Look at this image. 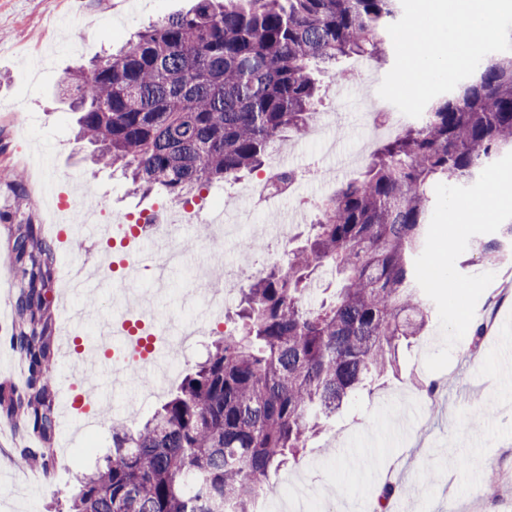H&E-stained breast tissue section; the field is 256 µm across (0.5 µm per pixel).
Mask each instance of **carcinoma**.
<instances>
[{
  "label": "carcinoma",
  "mask_w": 512,
  "mask_h": 512,
  "mask_svg": "<svg viewBox=\"0 0 512 512\" xmlns=\"http://www.w3.org/2000/svg\"><path fill=\"white\" fill-rule=\"evenodd\" d=\"M399 0H196L117 51L70 72L78 139L136 191L183 204L214 182L260 170L283 134L306 131L320 99L314 66L375 55ZM512 149V53L456 90L372 156L365 172L319 205L312 234L250 276L239 321L136 432L112 433L106 464L86 474L68 512H252L265 483L358 390L398 371L399 350L427 318L415 259L435 184L476 177ZM489 263L512 256V224L480 240ZM21 271L13 342L24 391L0 384V414L21 418L51 462L54 319L45 297L55 249L37 216L11 248ZM328 268L334 299L309 286ZM382 486L379 507L407 496Z\"/></svg>",
  "instance_id": "1"
}]
</instances>
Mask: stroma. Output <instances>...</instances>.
Listing matches in <instances>:
<instances>
[{
  "label": "stroma",
  "instance_id": "35a3bbf8",
  "mask_svg": "<svg viewBox=\"0 0 512 512\" xmlns=\"http://www.w3.org/2000/svg\"><path fill=\"white\" fill-rule=\"evenodd\" d=\"M192 5L193 0H85L83 10L75 13L68 0H0V323L5 326L0 347L7 349L0 354V381L9 378L10 358L18 353L11 342L18 279L10 265V248L28 208L39 207L45 181L66 193L72 208L106 210L116 224L131 213L177 209L161 194L132 192L120 172L97 161L93 145L76 141V115L69 108V97L61 92L64 78L79 62L119 47L139 29ZM82 27L92 30L93 37L78 45L72 35ZM394 60L390 49L367 67L355 59L344 61L343 77H336L330 68L321 73L323 92L315 121L324 125V136L289 133L271 150L282 163L303 172L292 197L270 206L239 196L238 183L210 186V201L223 202L246 218L237 237L226 239L222 248L224 263L234 273L251 275L279 253L278 234L272 231L263 238L264 251L249 257L241 254L239 241L250 236L253 226L271 225L279 215L302 209L304 222L289 227L292 243H299L311 232L316 201L361 175L385 137L366 139L363 124L344 116L338 86L346 84L360 101L375 95ZM313 165L319 175H307ZM16 171L23 172L22 182L14 181ZM176 243L184 248L186 262L170 271L165 286L156 285L151 269L134 282L135 288L150 292L157 321L178 328L190 318L201 326L187 348L172 358L169 382L160 389L144 378L106 387L108 406L97 423H85L77 415L58 424L54 463L43 481L18 464L26 451L38 446L34 433L18 423L13 433L0 435V512H54L75 491L79 477L111 452L113 426L145 420L168 399L185 371L206 358L214 339L207 310L190 305L187 297L216 284V277L200 285L192 276L196 264L209 263L211 250L204 230L196 225ZM54 248V270L47 286L53 304L58 301L63 270L77 263L95 264L105 246L83 240L73 248L59 242ZM464 256L468 263L462 274L495 275L476 306L477 317L490 321L477 357H466L471 344L466 337L455 346L446 369L429 372L424 356L440 345L438 313L430 311L421 336L403 347L398 374L354 396L335 422L285 467V474L314 484L311 512H323L325 497L319 487H341L344 495L359 494L372 506L377 489L389 482L413 487L416 498L392 500L387 512H512V496L479 498L472 493L492 469L499 474V485L512 484V376H504L499 357L500 344L512 340V294L502 295L499 289L500 282L512 275V262L493 266L469 250ZM69 301L85 312L74 333L86 343L96 341L99 324L111 322L123 309L121 299L108 288L76 294ZM434 379L443 380L444 386L428 399L429 412L416 415L409 401L422 397L421 383Z\"/></svg>",
  "mask_w": 512,
  "mask_h": 512
}]
</instances>
